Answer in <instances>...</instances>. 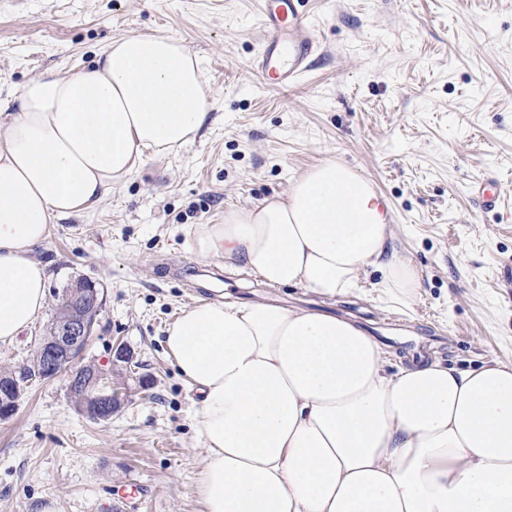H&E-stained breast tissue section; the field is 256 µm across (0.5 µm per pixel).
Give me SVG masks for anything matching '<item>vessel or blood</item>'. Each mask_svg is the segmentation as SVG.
<instances>
[{"label": "vessel or blood", "mask_w": 512, "mask_h": 512, "mask_svg": "<svg viewBox=\"0 0 512 512\" xmlns=\"http://www.w3.org/2000/svg\"><path fill=\"white\" fill-rule=\"evenodd\" d=\"M306 0H264L260 23L267 32L254 58L252 69L269 87L287 88L301 83L310 71L318 43L304 24ZM478 208L496 209L500 188L490 179L471 184Z\"/></svg>", "instance_id": "vessel-or-blood-1"}]
</instances>
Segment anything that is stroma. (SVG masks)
<instances>
[{
    "mask_svg": "<svg viewBox=\"0 0 512 512\" xmlns=\"http://www.w3.org/2000/svg\"><path fill=\"white\" fill-rule=\"evenodd\" d=\"M260 0H0V91L68 74L122 35L178 37L201 59L211 121L148 153L91 214L54 221L35 252L47 291L92 281L103 309L84 363L111 365L119 406L89 417L67 374L29 383L0 419V512H199L205 450L196 392L165 350L200 300L300 306L355 322L390 362L465 370L512 361V0H309L320 57L307 81L259 84ZM333 159L370 180L393 217L390 248L417 274L406 302L325 299L198 260L193 230L289 188ZM501 187L498 209L471 183ZM55 315L0 344V372L30 363ZM125 345L130 362L111 363ZM476 206L482 210H494L500 200L499 185L490 179H476L471 184Z\"/></svg>",
    "mask_w": 512,
    "mask_h": 512,
    "instance_id": "stroma-1",
    "label": "stroma"
}]
</instances>
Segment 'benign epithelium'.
Here are the masks:
<instances>
[{
	"mask_svg": "<svg viewBox=\"0 0 512 512\" xmlns=\"http://www.w3.org/2000/svg\"><path fill=\"white\" fill-rule=\"evenodd\" d=\"M102 307L98 291L91 283L77 282L61 305L60 318L52 335L42 340L36 350V378L47 380L70 371L69 393L91 417H112L116 398L100 381L107 373L94 364L79 365L90 341L96 317ZM23 392L19 382L0 381V414L10 416Z\"/></svg>",
	"mask_w": 512,
	"mask_h": 512,
	"instance_id": "1",
	"label": "benign epithelium"
}]
</instances>
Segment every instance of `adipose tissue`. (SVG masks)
<instances>
[{
  "mask_svg": "<svg viewBox=\"0 0 512 512\" xmlns=\"http://www.w3.org/2000/svg\"><path fill=\"white\" fill-rule=\"evenodd\" d=\"M198 57L175 36L112 38L92 66L47 69L0 116V343L43 313L34 250L54 220L95 211L210 114ZM371 182L328 160L261 203L193 231L202 260L333 299L417 284L387 252ZM166 352L197 392L202 512H512V361L457 372L440 359L386 368L353 322L266 302L205 300L170 325Z\"/></svg>",
  "mask_w": 512,
  "mask_h": 512,
  "instance_id": "adipose-tissue-1",
  "label": "adipose tissue"
}]
</instances>
